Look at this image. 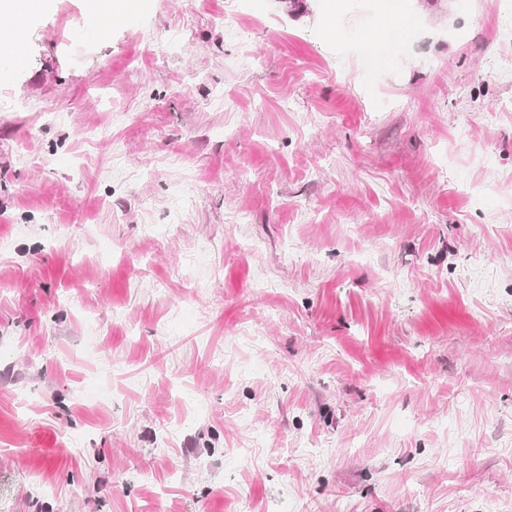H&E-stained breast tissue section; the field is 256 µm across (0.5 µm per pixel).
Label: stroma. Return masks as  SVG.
<instances>
[{"instance_id":"35a3bbf8","label":"stroma","mask_w":512,"mask_h":512,"mask_svg":"<svg viewBox=\"0 0 512 512\" xmlns=\"http://www.w3.org/2000/svg\"><path fill=\"white\" fill-rule=\"evenodd\" d=\"M496 24L48 0L0 75V512H512Z\"/></svg>"}]
</instances>
